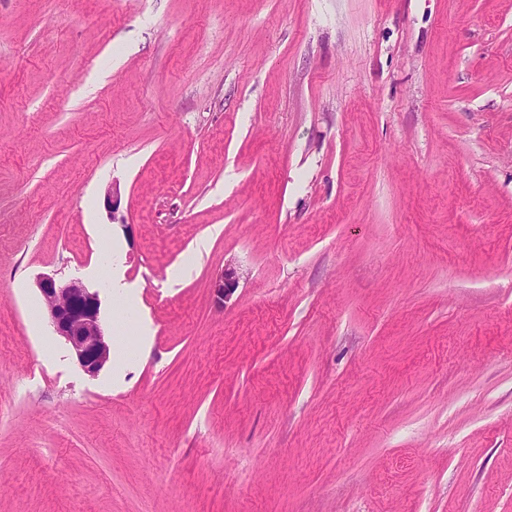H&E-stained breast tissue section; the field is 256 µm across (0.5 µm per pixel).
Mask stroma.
<instances>
[{
	"label": "stroma",
	"instance_id": "35a3bbf8",
	"mask_svg": "<svg viewBox=\"0 0 512 512\" xmlns=\"http://www.w3.org/2000/svg\"><path fill=\"white\" fill-rule=\"evenodd\" d=\"M0 512H512V0H0ZM123 262V252L117 247L112 253V291L116 296L129 300L131 287L125 282L122 274ZM38 287L54 331L70 346L82 369L89 376H96L111 353L101 324L98 293L77 278L58 282L44 277Z\"/></svg>",
	"mask_w": 512,
	"mask_h": 512
}]
</instances>
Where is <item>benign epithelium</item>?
<instances>
[{
    "instance_id": "obj_1",
    "label": "benign epithelium",
    "mask_w": 512,
    "mask_h": 512,
    "mask_svg": "<svg viewBox=\"0 0 512 512\" xmlns=\"http://www.w3.org/2000/svg\"><path fill=\"white\" fill-rule=\"evenodd\" d=\"M236 269L224 268L212 283L220 299L228 298L237 288ZM38 287L48 318L57 335L70 346L82 369L96 376L110 359L111 345L104 333L100 318L98 293L90 291L84 283L72 278L58 282L44 277Z\"/></svg>"
}]
</instances>
